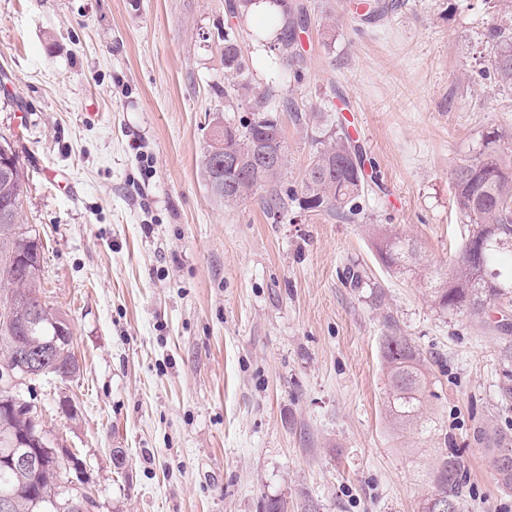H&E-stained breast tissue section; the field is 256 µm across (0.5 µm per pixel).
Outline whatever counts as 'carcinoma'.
Segmentation results:
<instances>
[{"label": "carcinoma", "mask_w": 512, "mask_h": 512, "mask_svg": "<svg viewBox=\"0 0 512 512\" xmlns=\"http://www.w3.org/2000/svg\"><path fill=\"white\" fill-rule=\"evenodd\" d=\"M273 4L284 20L281 28L271 31L274 45L287 63L297 64L301 55L296 31L304 23V8L291 0H273ZM486 39L492 50L488 72L502 89L512 90V15L488 28ZM223 41L224 69L231 75L224 87V102L230 106L252 88L246 80L249 66L232 27L224 28ZM280 109L291 114L295 125L310 131L314 146L298 190H284L279 184L287 166L286 152L269 162L260 160L258 154L263 143L284 139L282 126L272 122ZM220 142L207 149L201 167L210 193L226 205L243 202L261 189L265 191L262 205L274 216L287 211L290 202L303 211L348 222L363 209L370 189L366 159L356 140L328 112H302L269 86L255 98L250 115L227 123ZM511 150L504 134L490 129L482 134L476 156L451 170L454 204L472 231L448 278L432 288L433 301L442 311H466L479 317L491 302L507 299L512 293ZM226 153L237 158L236 170H224ZM2 154L10 156L11 163L0 168V279L8 285L6 292H0V444L23 438L28 443L16 448L18 452L34 454L44 444L49 452L59 455L61 450L52 445L44 429L42 411L34 404L18 406L17 387L4 380L10 372L17 378L24 374L13 356L18 336L26 337L28 346L47 352V369L36 376L38 380L58 376L61 368L70 378L79 371V365L69 320L40 297L43 245L35 230L21 223L27 172L14 137L0 136ZM372 233L384 266L399 271L417 264L413 241L381 228L372 229ZM383 358L392 391L389 409L393 423L421 435L431 433V419L423 408L429 387L424 359L408 337L395 331L384 339ZM491 452L499 488L512 492V463L503 465V454L512 455V440L499 437ZM79 461L68 452L52 468H0V491L6 490L13 497L10 512H73L62 475ZM467 474L464 456L443 437V447L436 449L434 463L426 472L421 512H441V505L448 501L456 505V512H462Z\"/></svg>", "instance_id": "obj_1"}]
</instances>
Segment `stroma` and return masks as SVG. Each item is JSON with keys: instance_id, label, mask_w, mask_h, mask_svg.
Returning a JSON list of instances; mask_svg holds the SVG:
<instances>
[{"instance_id": "35a3bbf8", "label": "stroma", "mask_w": 512, "mask_h": 512, "mask_svg": "<svg viewBox=\"0 0 512 512\" xmlns=\"http://www.w3.org/2000/svg\"><path fill=\"white\" fill-rule=\"evenodd\" d=\"M302 2L295 70L227 0H0V135L27 170L42 300L70 320L80 363L21 393L83 460L98 512H420L443 433L468 462L463 512H512L489 452L512 435V302L477 318L427 297L428 271L445 276L470 230L451 168L484 130L512 136V94L483 76L500 16L490 0H395L371 17ZM228 24L255 92L278 83L353 131L381 184L358 221L210 195L211 123L244 114L224 106ZM282 122L296 188L310 134ZM376 224L413 239L424 269L387 271ZM392 324L430 369L424 439L388 413Z\"/></svg>"}]
</instances>
